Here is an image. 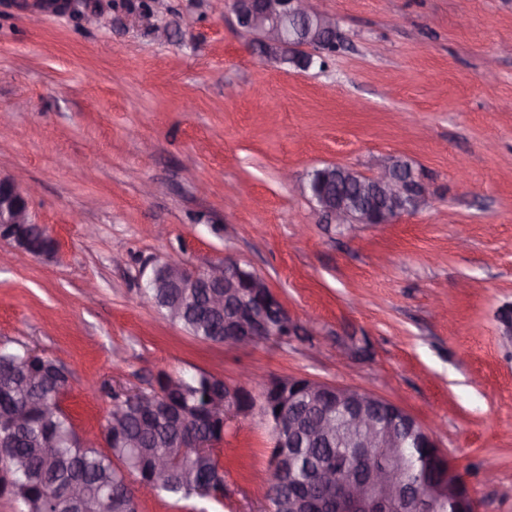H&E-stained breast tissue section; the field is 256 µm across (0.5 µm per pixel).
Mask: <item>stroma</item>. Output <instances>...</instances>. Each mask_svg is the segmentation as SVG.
Returning <instances> with one entry per match:
<instances>
[{
    "label": "stroma",
    "instance_id": "obj_1",
    "mask_svg": "<svg viewBox=\"0 0 512 512\" xmlns=\"http://www.w3.org/2000/svg\"><path fill=\"white\" fill-rule=\"evenodd\" d=\"M340 48L300 70L262 57L231 0H0V175L23 173L52 259L0 264V344L55 359L79 435L112 391L159 374L310 377L411 413L479 512H512V0H313ZM152 26H143L142 15ZM407 161L429 199L391 224H335L316 168ZM239 259L299 335L205 343L142 294L156 261ZM271 427L232 418L223 504L268 512Z\"/></svg>",
    "mask_w": 512,
    "mask_h": 512
}]
</instances>
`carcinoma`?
I'll return each instance as SVG.
<instances>
[{
	"instance_id": "carcinoma-1",
	"label": "carcinoma",
	"mask_w": 512,
	"mask_h": 512,
	"mask_svg": "<svg viewBox=\"0 0 512 512\" xmlns=\"http://www.w3.org/2000/svg\"><path fill=\"white\" fill-rule=\"evenodd\" d=\"M316 191L332 200L357 192L355 177L345 171L336 178L317 183ZM31 251L39 253L52 245V239L37 226L25 228ZM146 295L163 312L178 303L182 315L177 321L188 335L202 342L224 339V316L199 312L200 294L176 288H148ZM29 348L0 346V425L9 420L15 407L28 406L26 422L13 431L0 428V467L6 471L10 496L25 512H80L79 506L64 497L62 490L81 487L94 512H114V499L126 496L127 512H138V502L130 495L133 483L151 470L157 457H165L169 468L160 478L156 495L177 502L200 497V488L224 489V471L215 457V445L224 440L207 418V401L212 376L201 373L161 397L150 388L141 391L143 403L124 406L125 394L112 392V413L123 411L124 440L107 441L96 448L82 442L70 415L61 405L70 387L69 375L58 363L41 357V368L51 373L44 383L23 386L35 367L26 358ZM168 400L196 416L192 431L204 442L201 448L185 447V428L176 420L158 415L145 423L144 405ZM336 454V442L314 441L304 447L305 457L324 460ZM405 477L417 487L428 478L418 450L406 448ZM271 512H288V493L267 488Z\"/></svg>"
}]
</instances>
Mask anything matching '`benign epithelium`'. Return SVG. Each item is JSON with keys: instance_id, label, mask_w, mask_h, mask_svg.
<instances>
[{"instance_id": "obj_1", "label": "benign epithelium", "mask_w": 512, "mask_h": 512, "mask_svg": "<svg viewBox=\"0 0 512 512\" xmlns=\"http://www.w3.org/2000/svg\"><path fill=\"white\" fill-rule=\"evenodd\" d=\"M232 8L240 27L254 36L258 51L275 61L298 53L309 67L315 54L336 46L333 19L316 11L310 0H233ZM354 177L371 198L381 201L379 223L391 224L405 213L417 210L429 189L414 171L392 166L372 175L358 171ZM322 213L344 224H365L366 214L348 202L332 207L311 195ZM31 223L29 193L16 178L0 177V240L17 251L24 243L9 235L7 227ZM169 288H207L206 310L224 315L226 349H239L275 336H293L295 320L279 297L254 271L241 261L224 259L220 265L195 270L186 264L165 261ZM297 378L285 377L282 384H268L260 401L263 416L275 427L269 480L288 486L289 512H317L323 504L336 512H390L394 505L413 501L417 512H478L477 502L457 467L437 446L431 430L399 405L365 389L304 378L311 405L321 410L311 427L298 417L300 401L293 393ZM244 384L224 386V395L214 396L210 410L224 413ZM282 413L274 416L271 407ZM336 441V457L315 464L302 462V448L308 440ZM429 450L427 468L435 477L418 490L403 477L406 444Z\"/></svg>"}]
</instances>
